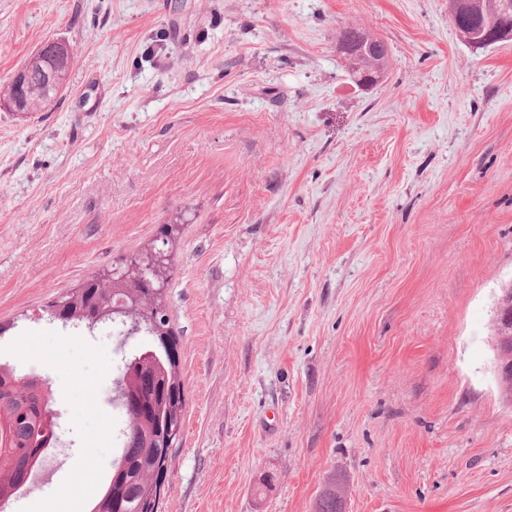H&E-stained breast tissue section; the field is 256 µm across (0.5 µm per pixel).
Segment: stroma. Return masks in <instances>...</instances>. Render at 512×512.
I'll use <instances>...</instances> for the list:
<instances>
[{
  "label": "stroma",
  "instance_id": "35a3bbf8",
  "mask_svg": "<svg viewBox=\"0 0 512 512\" xmlns=\"http://www.w3.org/2000/svg\"><path fill=\"white\" fill-rule=\"evenodd\" d=\"M345 24L388 48L372 87ZM53 39L61 101L0 109V356L60 443L7 512L105 488L155 342L49 310L147 249L186 396L158 512H313L331 480L343 512H512V42L448 0H0V85ZM359 31L355 27H343L337 40V51L354 82L361 88H368L383 78L388 51L383 40L372 33ZM357 33L354 43L341 40L352 39Z\"/></svg>",
  "mask_w": 512,
  "mask_h": 512
}]
</instances>
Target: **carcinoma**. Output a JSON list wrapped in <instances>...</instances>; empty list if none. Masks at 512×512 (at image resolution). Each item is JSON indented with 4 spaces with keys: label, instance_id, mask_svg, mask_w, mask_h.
Listing matches in <instances>:
<instances>
[{
    "label": "carcinoma",
    "instance_id": "obj_1",
    "mask_svg": "<svg viewBox=\"0 0 512 512\" xmlns=\"http://www.w3.org/2000/svg\"><path fill=\"white\" fill-rule=\"evenodd\" d=\"M457 32L483 34L507 24L512 26V0H497L496 9H476L452 17ZM26 74L19 86L0 89V95L15 94L26 109L42 112L60 99L47 88L44 73L48 62L34 54L24 62ZM177 371L168 358L147 351L125 364L119 383L135 395L139 411L125 434L122 465L112 468V478L96 497L91 512H157L160 480L155 469H164L169 449L180 431L185 395ZM37 391L22 382V376L8 363L0 362V503L19 491L35 446L47 440V431L38 419L52 412L46 379ZM315 512H343L342 501L331 484L315 502Z\"/></svg>",
    "mask_w": 512,
    "mask_h": 512
}]
</instances>
